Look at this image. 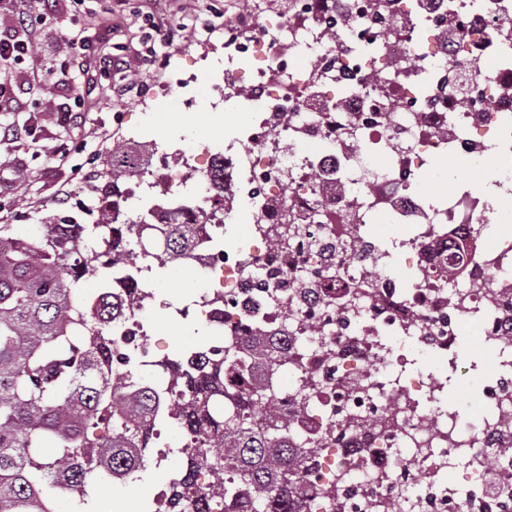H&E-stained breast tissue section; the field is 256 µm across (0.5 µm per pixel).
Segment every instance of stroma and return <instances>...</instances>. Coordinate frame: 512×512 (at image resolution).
<instances>
[{
    "instance_id": "stroma-1",
    "label": "stroma",
    "mask_w": 512,
    "mask_h": 512,
    "mask_svg": "<svg viewBox=\"0 0 512 512\" xmlns=\"http://www.w3.org/2000/svg\"><path fill=\"white\" fill-rule=\"evenodd\" d=\"M226 0H86L89 10L104 11L113 8V32L107 33L98 26L88 31L92 48L91 61H99L103 55H115L126 62L125 69L114 70L95 78L93 90L74 126L63 128L51 117L57 104L56 97L30 89L24 96L29 111L16 114L18 122L34 126V137L0 141V164L20 166L28 173L27 179L16 181L9 194L0 195V225H13L20 234H30L36 224L51 217L74 216L89 224L93 217L81 212L80 204L90 203L87 183L106 168L105 161L115 142L131 138L132 132L142 122L153 125L155 136L178 141L188 136L191 144H223L252 120L251 113L237 112L226 116L209 111L205 104H187L176 97L148 100L136 94L118 95L116 86L127 78L137 77L144 88L167 87L182 73H199L198 89L207 94L210 84L202 78L203 59L208 49L199 41L195 19L208 15L215 22L224 20ZM182 22L188 26V36L173 46H164L152 28V16ZM74 138L85 143L82 151L71 152L60 158L56 151L62 140ZM161 285L160 307L154 308L151 325L152 338L159 355L173 357L195 349L203 340L200 322H187V336L170 335L169 327L176 323L175 314L169 313L166 303H185L190 295V285L198 284L199 276L192 269L182 272L181 280H174L170 270H162L157 277ZM412 368L417 372L435 375L444 380L445 388L440 395L443 406L458 414H467L472 402L460 382L461 370L478 379L494 375L497 363L487 345L475 344L462 339L453 361L438 362L421 353H413ZM161 440L172 452L160 467L141 472L134 487L119 484L111 488L113 502H120L128 495H135L148 512H154V498L180 470L186 459L182 446L184 440L175 426H167Z\"/></svg>"
}]
</instances>
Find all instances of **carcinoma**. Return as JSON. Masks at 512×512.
Segmentation results:
<instances>
[{"label":"carcinoma","mask_w":512,"mask_h":512,"mask_svg":"<svg viewBox=\"0 0 512 512\" xmlns=\"http://www.w3.org/2000/svg\"><path fill=\"white\" fill-rule=\"evenodd\" d=\"M109 161L90 185L96 200L144 175L148 157L123 141ZM193 249L190 224L178 213L159 229L115 224L105 208L91 224L48 219L34 236L0 225V512H54L52 498L64 491L85 505L78 491L98 468L124 474L144 463L159 396L146 383L131 388L129 376L112 369L118 307L109 274L142 255L187 267ZM89 281L99 295L88 303L74 291ZM279 360L259 333L204 363L159 361L171 416L195 445L177 484L209 476L189 512H299L300 475L318 467L321 449L288 438L270 386ZM102 425L112 433L97 434Z\"/></svg>","instance_id":"obj_1"}]
</instances>
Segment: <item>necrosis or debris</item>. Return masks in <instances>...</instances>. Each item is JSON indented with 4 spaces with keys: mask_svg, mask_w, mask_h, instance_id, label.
<instances>
[{
    "mask_svg": "<svg viewBox=\"0 0 512 512\" xmlns=\"http://www.w3.org/2000/svg\"><path fill=\"white\" fill-rule=\"evenodd\" d=\"M210 79L209 108L248 110L252 123L220 149L152 141L153 171L109 205L154 224L179 205L214 210L194 230L201 285L178 313L201 319L214 349L255 325L288 333L278 401L293 411L292 393L314 390L291 433L324 449L301 512H380L396 499L403 512H512V221L501 207L512 197V0L242 9L224 19ZM439 155L472 168L492 158L491 176L426 197L417 179ZM244 210L251 238L228 245L218 231ZM284 214L306 230L282 252ZM381 215L407 233L379 243L367 228ZM158 266L142 258L112 274L114 291L137 290L112 324L113 367L137 380L161 374L147 321ZM467 321L502 372L464 418L441 407L439 378L394 372L388 339L444 359ZM452 465L464 481L448 479Z\"/></svg>",
    "mask_w": 512,
    "mask_h": 512,
    "instance_id": "obj_1",
    "label": "necrosis or debris"
}]
</instances>
